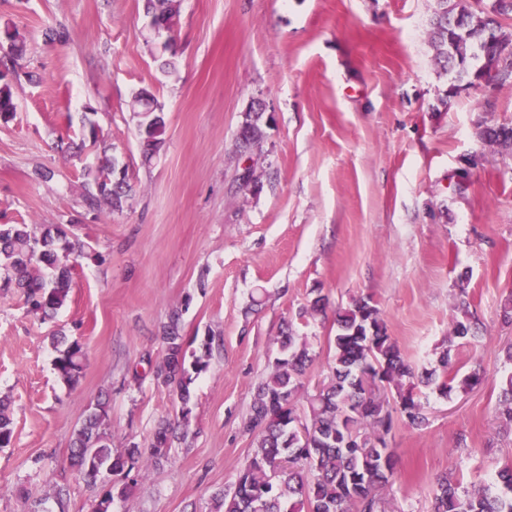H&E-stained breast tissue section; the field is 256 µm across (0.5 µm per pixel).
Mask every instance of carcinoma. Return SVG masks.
<instances>
[{
  "label": "carcinoma",
  "instance_id": "cac0c4a2",
  "mask_svg": "<svg viewBox=\"0 0 512 512\" xmlns=\"http://www.w3.org/2000/svg\"><path fill=\"white\" fill-rule=\"evenodd\" d=\"M161 24L174 32L181 0H145ZM512 10L495 8L474 11L460 0L448 14V0H436L429 42L435 59L457 82L471 83L486 69L485 52L495 47L507 65L499 76V86L512 87V53L497 46L495 29ZM0 38L8 53L0 58V115L16 112L13 82L9 74L26 50V39L15 27L5 28ZM142 91L131 98L143 141V162L151 165L165 142L164 113L145 110L158 103L154 97L142 102ZM260 108L249 107L241 123L237 148L252 150L265 136ZM481 136L489 143L512 144V126L487 127ZM83 201L90 209L105 205L120 209L129 197L126 176L119 175L116 156L102 155L86 169ZM83 246L72 241L62 227L47 228L36 234L27 224L0 225V268L8 276L0 282V293H22L31 312L43 317L66 303L77 258ZM448 334V345L436 364L417 372L404 358L395 339L387 333L379 309L365 298H355L337 312L333 339L332 376L329 383L308 392V369L312 362L306 337L292 327L277 337V355L268 364L267 375L255 387L244 431L254 437V449L239 472L233 489L215 496V512H389L387 490L396 474L397 460L388 448L386 435L399 416L412 429L428 424L425 406L417 397V385L432 386L448 397L478 386L477 371L459 376L453 351L471 338L476 317L464 300ZM166 355L155 367L156 386L177 385L181 400H189L190 373L209 367L214 338L202 346L199 355L186 363L179 313L174 312L163 327ZM84 352L74 340L59 350L55 369L67 384L76 383L83 371ZM496 418L501 427L512 431V373L506 378ZM169 422L160 424L147 448L136 444L113 451L108 433L107 410L96 403L72 440L70 464L92 486L106 473L123 472L132 482L146 477L150 465L159 466L171 449ZM13 419L8 402L0 399V447L12 443ZM504 488L464 487L443 475L431 512H512V462L497 471ZM129 485L102 489L99 512H111L115 498L128 494Z\"/></svg>",
  "mask_w": 512,
  "mask_h": 512
}]
</instances>
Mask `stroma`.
Returning <instances> with one entry per match:
<instances>
[{
    "label": "stroma",
    "instance_id": "1",
    "mask_svg": "<svg viewBox=\"0 0 512 512\" xmlns=\"http://www.w3.org/2000/svg\"><path fill=\"white\" fill-rule=\"evenodd\" d=\"M435 0H182L168 49L142 36L144 0H0V30L17 27L27 52L13 82L18 110L0 119V224L35 232L64 225L84 242L69 298L48 320L22 295H0V396H9L11 446L0 448V512H92L96 492L69 467L88 407L108 395L111 446L145 448L177 423L160 468L112 512H211L254 448L243 430L257 383L286 321L306 336L311 382L330 376L336 309L370 299L416 368L448 337L456 293L481 324L458 346L473 391L422 387L429 417L395 421L389 490L395 512H430L432 488L454 472L465 486L512 459L499 431L503 352L512 323V147L483 127L512 125V88L450 92L428 42ZM69 38L47 43L46 28ZM175 64L172 74L163 62ZM162 104L167 137L141 163L129 109L134 91ZM271 122L256 146L255 181L241 185L237 132L252 102ZM90 113L127 168L123 209H88L85 170L99 152L82 129ZM52 171L49 180L36 171ZM324 313L303 315L314 294ZM182 313L188 352L222 339L194 376L190 402L155 385L161 327ZM80 340L75 385L58 375L53 336ZM188 426H180L182 408Z\"/></svg>",
    "mask_w": 512,
    "mask_h": 512
}]
</instances>
